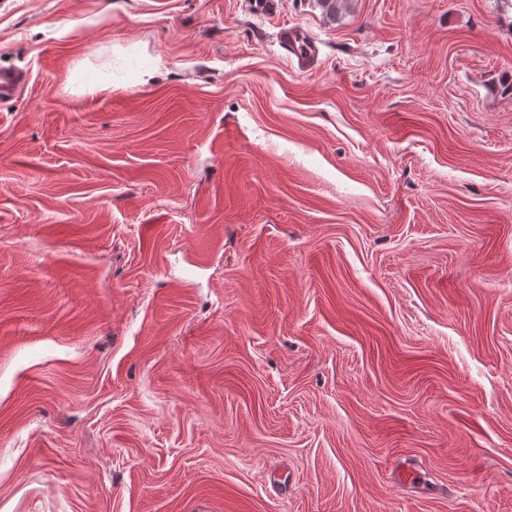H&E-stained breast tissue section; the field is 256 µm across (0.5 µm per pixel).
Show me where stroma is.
<instances>
[{"mask_svg":"<svg viewBox=\"0 0 512 512\" xmlns=\"http://www.w3.org/2000/svg\"><path fill=\"white\" fill-rule=\"evenodd\" d=\"M1 66L0 512H512V0H0ZM280 42L285 49L294 55L299 66L307 68L313 64L318 57L316 46L306 41L297 31L291 28H284L280 34ZM27 75L18 69H0V100L13 98L26 83Z\"/></svg>","mask_w":512,"mask_h":512,"instance_id":"obj_1","label":"stroma"}]
</instances>
